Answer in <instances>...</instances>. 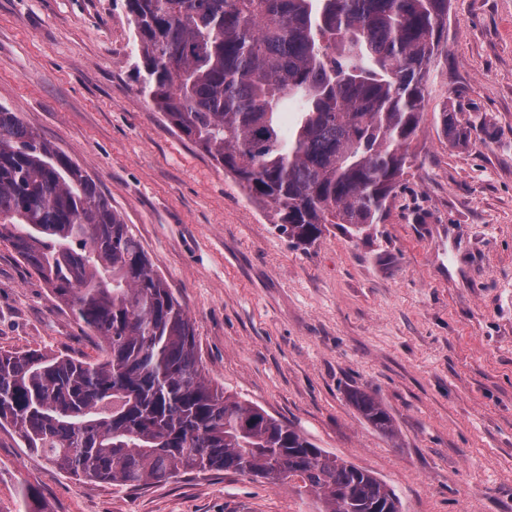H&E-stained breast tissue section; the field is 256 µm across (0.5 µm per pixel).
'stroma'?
<instances>
[{
    "instance_id": "35a3bbf8",
    "label": "stroma",
    "mask_w": 512,
    "mask_h": 512,
    "mask_svg": "<svg viewBox=\"0 0 512 512\" xmlns=\"http://www.w3.org/2000/svg\"><path fill=\"white\" fill-rule=\"evenodd\" d=\"M126 0H0V104L86 171L191 318L213 384L382 479L403 512H512V0H450L417 155L383 223L297 245L139 90ZM470 132L454 144L439 116ZM0 348L97 341L0 242ZM376 395L396 434L351 390ZM311 512L233 472L73 476L0 428V512ZM349 399L363 419L381 434L393 437L394 419L374 394L356 389L349 393Z\"/></svg>"
}]
</instances>
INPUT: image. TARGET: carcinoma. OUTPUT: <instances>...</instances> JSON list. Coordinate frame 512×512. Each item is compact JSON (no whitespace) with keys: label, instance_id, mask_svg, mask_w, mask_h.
<instances>
[{"label":"carcinoma","instance_id":"obj_1","mask_svg":"<svg viewBox=\"0 0 512 512\" xmlns=\"http://www.w3.org/2000/svg\"><path fill=\"white\" fill-rule=\"evenodd\" d=\"M141 91L298 244L382 221L412 166L448 0H127ZM299 120L281 136L285 100ZM442 131L464 142L455 113ZM0 240L99 341L94 361L0 350V424L63 472L146 488L181 473L298 483L315 512H401L384 481L206 381L195 329L71 158L0 105ZM349 399L381 434L377 397ZM16 512H41L34 487Z\"/></svg>","mask_w":512,"mask_h":512}]
</instances>
